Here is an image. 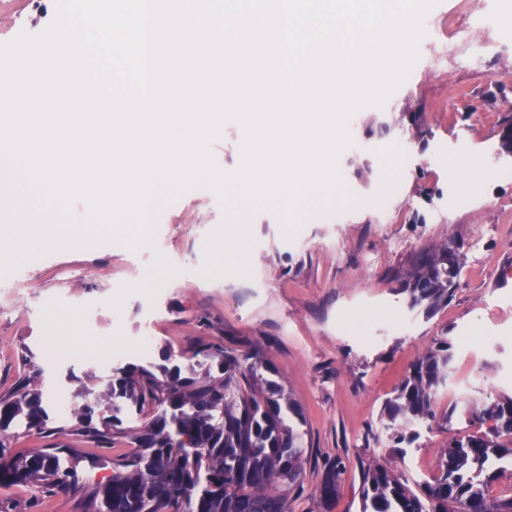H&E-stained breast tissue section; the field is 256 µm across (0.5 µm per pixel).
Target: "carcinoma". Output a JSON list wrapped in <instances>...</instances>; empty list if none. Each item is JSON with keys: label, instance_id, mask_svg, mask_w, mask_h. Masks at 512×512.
I'll return each mask as SVG.
<instances>
[{"label": "carcinoma", "instance_id": "cac0c4a2", "mask_svg": "<svg viewBox=\"0 0 512 512\" xmlns=\"http://www.w3.org/2000/svg\"><path fill=\"white\" fill-rule=\"evenodd\" d=\"M463 268L461 246L445 240L410 259L396 275L398 291L410 308L434 314L448 306ZM27 364L0 396V487L75 483L86 458L70 445L19 455L7 448L21 432L78 435L98 448L135 449L112 460V475L88 490L83 512H292L288 494L303 484V415L260 351L201 341L186 351L165 349L158 362L117 363L105 377L72 372L75 402L60 419L50 413L34 356ZM452 373L445 332L383 401L376 442L400 452L420 426L446 430L459 417L488 430L451 436L438 475L415 489L393 469L366 468L361 512H512V495L487 493L512 468V395L444 406L440 394ZM133 417L136 424L126 425ZM345 473L339 459L325 465L312 512H331Z\"/></svg>", "mask_w": 512, "mask_h": 512}]
</instances>
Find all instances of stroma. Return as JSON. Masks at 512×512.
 <instances>
[{
	"instance_id": "1",
	"label": "stroma",
	"mask_w": 512,
	"mask_h": 512,
	"mask_svg": "<svg viewBox=\"0 0 512 512\" xmlns=\"http://www.w3.org/2000/svg\"><path fill=\"white\" fill-rule=\"evenodd\" d=\"M509 15L512 0H439L423 17L434 37L418 41L407 77L383 104L351 116L364 150L337 157L348 201L308 198L293 222L275 203H245L249 235L232 271L215 262L229 201L197 185L160 192L145 235L133 242L99 228L31 249L0 233V395L30 357L57 406L73 401L61 380L67 370L101 372L116 358L141 363L167 345L220 339L261 350L301 406L306 493L293 498V512H309L307 492L327 459L346 466L334 512H359L368 464L412 482L437 474L439 448L449 434L466 435L465 426L421 429L403 457L367 432L378 428L386 395L416 353L443 333L454 371L442 403L512 394V166L494 158L512 108ZM487 16L502 22L473 36V21ZM414 112L432 132L427 144L399 124ZM244 138L230 120L210 141L221 171L238 170ZM472 160L483 168L474 185ZM450 238L461 244L465 268L447 307L429 318L408 308L393 274ZM153 272L157 280L145 287ZM111 473L85 468L65 490L0 489V512H83L85 490Z\"/></svg>"
}]
</instances>
